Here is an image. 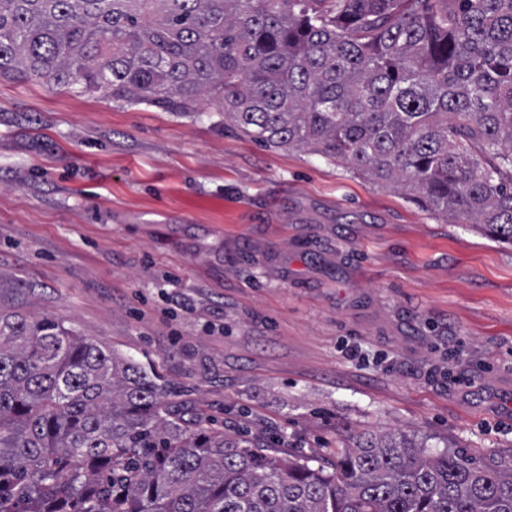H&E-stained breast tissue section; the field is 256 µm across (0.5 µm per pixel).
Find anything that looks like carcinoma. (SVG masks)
<instances>
[{
    "label": "carcinoma",
    "mask_w": 512,
    "mask_h": 512,
    "mask_svg": "<svg viewBox=\"0 0 512 512\" xmlns=\"http://www.w3.org/2000/svg\"><path fill=\"white\" fill-rule=\"evenodd\" d=\"M0 78L307 148L512 245V0H0ZM137 362L0 314V512H512V471L365 434L325 466L186 425Z\"/></svg>",
    "instance_id": "carcinoma-1"
}]
</instances>
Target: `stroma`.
Returning <instances> with one entry per match:
<instances>
[{"instance_id":"1","label":"stroma","mask_w":512,"mask_h":512,"mask_svg":"<svg viewBox=\"0 0 512 512\" xmlns=\"http://www.w3.org/2000/svg\"><path fill=\"white\" fill-rule=\"evenodd\" d=\"M0 313L317 463L361 433L512 467V246L196 111L0 79Z\"/></svg>"}]
</instances>
